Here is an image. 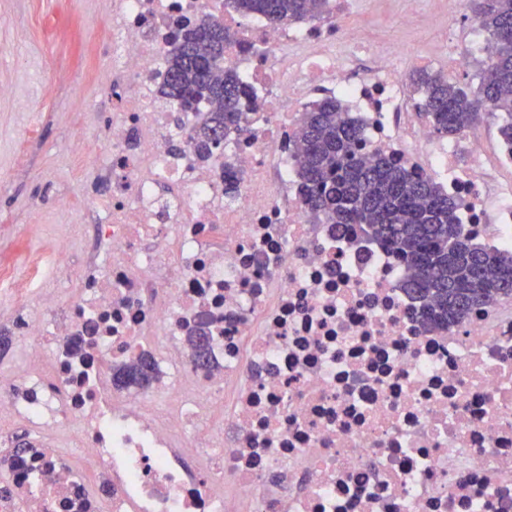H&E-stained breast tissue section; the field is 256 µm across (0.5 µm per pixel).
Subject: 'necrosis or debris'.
<instances>
[{
	"instance_id": "obj_1",
	"label": "necrosis or debris",
	"mask_w": 512,
	"mask_h": 512,
	"mask_svg": "<svg viewBox=\"0 0 512 512\" xmlns=\"http://www.w3.org/2000/svg\"><path fill=\"white\" fill-rule=\"evenodd\" d=\"M348 2L272 24L224 0H112V121L91 154L109 191L89 211L49 201L81 221L98 213L97 239L55 240L23 281L0 265V303L22 293L37 310L16 317L28 352L0 376V427L47 437L12 459L0 512L21 496L27 512H97L94 488L111 512H512V301L448 330L424 324L404 265L308 207L294 115L335 98L363 159L380 151L439 181L466 233L507 251L512 145L473 132L458 160L416 120L400 44L348 27ZM204 12L233 33L224 67L254 105L202 162L195 113L156 89L177 20ZM346 45L372 55L369 71ZM78 253L85 271L60 299L52 284ZM144 353L154 391L113 389V369Z\"/></svg>"
}]
</instances>
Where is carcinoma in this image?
<instances>
[{
	"label": "carcinoma",
	"instance_id": "cac0c4a2",
	"mask_svg": "<svg viewBox=\"0 0 512 512\" xmlns=\"http://www.w3.org/2000/svg\"><path fill=\"white\" fill-rule=\"evenodd\" d=\"M243 14H258L271 23L329 15L330 0H224ZM479 26L493 44L481 63L478 91L468 94L442 73L418 74L423 94L420 115L441 137L473 127L485 112L504 120L499 137L512 141V0H467ZM229 35L212 19L204 28L184 19L173 34L164 58L166 79L161 95L176 112L199 111L207 105L191 141L201 157L224 145V132L239 125L245 97L238 75L224 69ZM359 129L334 100L302 112L298 158L310 209L332 224H355L389 246L407 265L404 288L419 302L428 325L447 329L461 325L480 306L512 299V254L489 250L465 233L456 203L440 185L379 156H357ZM154 362L148 358L114 378L119 387L150 385ZM33 448L23 441L0 456V491L12 484L3 472L12 456Z\"/></svg>",
	"mask_w": 512,
	"mask_h": 512
}]
</instances>
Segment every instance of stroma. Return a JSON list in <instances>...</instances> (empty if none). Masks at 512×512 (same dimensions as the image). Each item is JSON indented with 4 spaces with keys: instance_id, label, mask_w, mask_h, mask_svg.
<instances>
[{
    "instance_id": "obj_1",
    "label": "stroma",
    "mask_w": 512,
    "mask_h": 512,
    "mask_svg": "<svg viewBox=\"0 0 512 512\" xmlns=\"http://www.w3.org/2000/svg\"><path fill=\"white\" fill-rule=\"evenodd\" d=\"M457 4L456 25L448 35L402 27L398 0H351L350 16L368 36H397L403 53L428 54L429 71H447L449 45L478 55L487 35L464 0ZM112 0H0L11 12L13 27L0 30V80L11 79L18 64L41 62L44 92L33 99H0V262L25 275L31 261L49 243L40 224L39 202L53 192L90 206L106 191V182L88 161L96 126L112 119L105 98L104 74L111 59L99 56L97 44L110 33ZM28 143L31 162L13 167L11 142Z\"/></svg>"
}]
</instances>
